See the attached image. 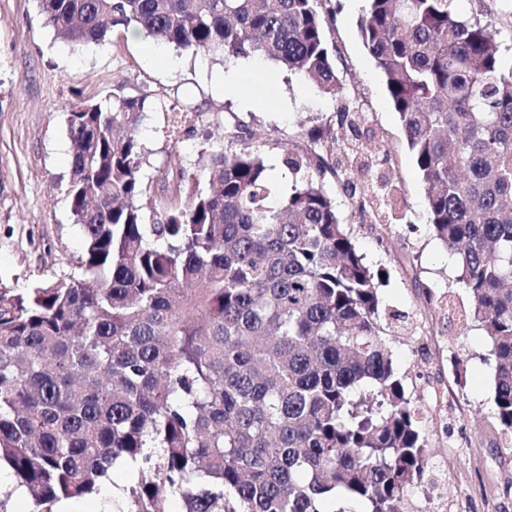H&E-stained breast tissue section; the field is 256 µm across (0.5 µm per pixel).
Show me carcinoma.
<instances>
[{"label": "carcinoma", "mask_w": 512, "mask_h": 512, "mask_svg": "<svg viewBox=\"0 0 512 512\" xmlns=\"http://www.w3.org/2000/svg\"><path fill=\"white\" fill-rule=\"evenodd\" d=\"M325 0H39L74 44L134 27L194 54L263 57L351 102ZM453 0H369L360 23L426 187L429 226L456 257L494 357L512 434V60L501 32ZM147 97L67 114L66 194L85 240L76 271L0 287V469L36 512L99 493L136 464L129 512H409L428 462L418 407L393 367L378 283L322 178L290 154L279 204L254 151L206 137L193 166L143 173ZM179 103L164 123L192 121ZM152 203L145 215L143 200Z\"/></svg>", "instance_id": "obj_1"}]
</instances>
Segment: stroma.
Wrapping results in <instances>:
<instances>
[{"instance_id":"35a3bbf8","label":"stroma","mask_w":512,"mask_h":512,"mask_svg":"<svg viewBox=\"0 0 512 512\" xmlns=\"http://www.w3.org/2000/svg\"><path fill=\"white\" fill-rule=\"evenodd\" d=\"M326 35L346 88L361 109L360 137L385 141L365 172L346 183L325 175L323 185L365 264L379 274L381 311L392 316L393 365L407 395L427 410L422 429L431 457L457 452L444 478L449 503L467 499L472 512H512V436L494 418L493 361L477 325L429 315L428 299L447 296L457 309L468 297L458 272L427 225L425 189L383 74L360 33L367 0H331ZM461 16L493 22L501 51L512 55V0H455ZM144 34L114 29L100 44L73 46L56 39L37 0H0V283L23 290L71 273L84 252L65 186L70 148L65 117L81 103L147 96L141 122L144 172L157 177L168 155L194 162L204 133L239 126L247 147L263 158L278 197L294 177L287 153H309L313 142L331 146L347 131L336 103L300 75L257 57L222 59L159 46L148 53ZM233 74L242 88L230 96L213 78ZM194 108L192 130L161 131L160 110L174 102ZM131 470L113 468L98 495L77 500V512H128L123 491Z\"/></svg>"}]
</instances>
